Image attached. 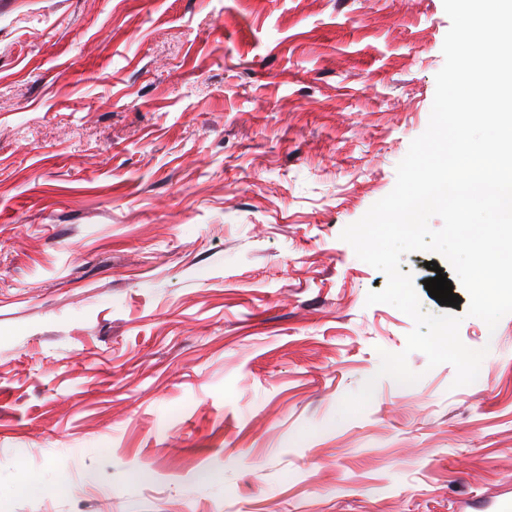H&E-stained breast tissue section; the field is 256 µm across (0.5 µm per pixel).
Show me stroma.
<instances>
[{
	"mask_svg": "<svg viewBox=\"0 0 512 512\" xmlns=\"http://www.w3.org/2000/svg\"><path fill=\"white\" fill-rule=\"evenodd\" d=\"M443 0H0V512H504L477 379L342 241L427 128ZM374 381L358 414L339 411ZM64 476L69 487L47 491Z\"/></svg>",
	"mask_w": 512,
	"mask_h": 512,
	"instance_id": "obj_1",
	"label": "stroma"
}]
</instances>
